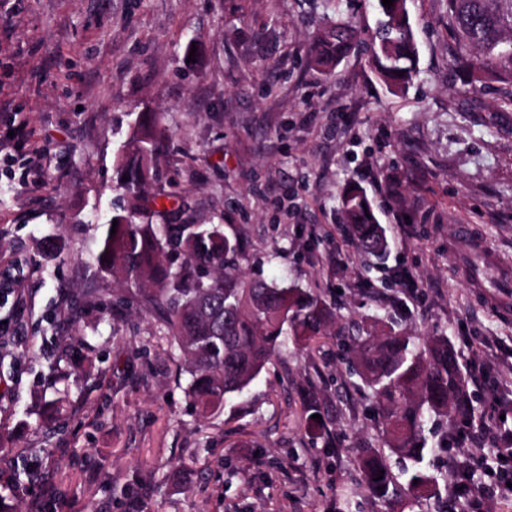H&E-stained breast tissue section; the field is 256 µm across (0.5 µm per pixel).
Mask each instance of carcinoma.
I'll return each mask as SVG.
<instances>
[{
	"instance_id": "cac0c4a2",
	"label": "carcinoma",
	"mask_w": 512,
	"mask_h": 512,
	"mask_svg": "<svg viewBox=\"0 0 512 512\" xmlns=\"http://www.w3.org/2000/svg\"><path fill=\"white\" fill-rule=\"evenodd\" d=\"M407 2L387 8L376 0L368 42L376 78L394 93L410 84L419 61ZM447 24L458 38L454 63L500 84L503 103L512 107V0H448ZM358 40L352 22L327 20L313 40L311 65L334 73ZM167 138L155 112H140L131 123L114 159L123 205L102 224L94 261L127 288L115 305L130 296L161 321L184 362L186 397L207 418L243 398L280 347L291 343L307 352L326 336L345 335L346 326L315 289L243 277L241 243L224 225L166 223L168 210L151 187L167 159ZM339 209L357 248L381 258L387 238L366 190L345 189ZM351 330L350 361L381 419L387 448L359 449L361 481L383 504L410 507L436 489L424 465L435 425L445 421L459 432L482 415L448 337L421 338L394 324L377 335L365 320ZM392 457L405 465L393 470ZM476 489L472 469L459 467L457 497L467 502Z\"/></svg>"
}]
</instances>
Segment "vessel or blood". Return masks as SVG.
Wrapping results in <instances>:
<instances>
[{
	"label": "vessel or blood",
	"instance_id": "vessel-or-blood-1",
	"mask_svg": "<svg viewBox=\"0 0 512 512\" xmlns=\"http://www.w3.org/2000/svg\"><path fill=\"white\" fill-rule=\"evenodd\" d=\"M457 240L463 246L459 269L467 283L496 312L512 314V262L489 249L469 225H458Z\"/></svg>",
	"mask_w": 512,
	"mask_h": 512
}]
</instances>
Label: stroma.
Returning <instances> with one entry per match:
<instances>
[{
	"mask_svg": "<svg viewBox=\"0 0 512 512\" xmlns=\"http://www.w3.org/2000/svg\"><path fill=\"white\" fill-rule=\"evenodd\" d=\"M419 47L412 84L391 93L364 51L333 75L309 57L324 0H0V512H383L362 486L359 448L378 417L346 374L347 341L306 356L281 349L236 407L200 420L179 359L139 304L112 308L116 283L93 255L121 202L113 161L131 116L157 112L170 138L156 184L171 223L223 225L248 278L319 289L344 321L380 315L446 334L481 422L426 463L435 494L413 512H512L482 477L458 509L456 464L495 459L512 429V318L457 272V227L512 258V111L496 84L453 64L446 0H409ZM25 126L28 144L5 141ZM46 172L24 185L31 163ZM364 187L390 243L368 269L339 197ZM68 397L43 426V401ZM316 392L327 443L298 412Z\"/></svg>",
	"mask_w": 512,
	"mask_h": 512,
	"instance_id": "obj_1",
	"label": "stroma"
}]
</instances>
